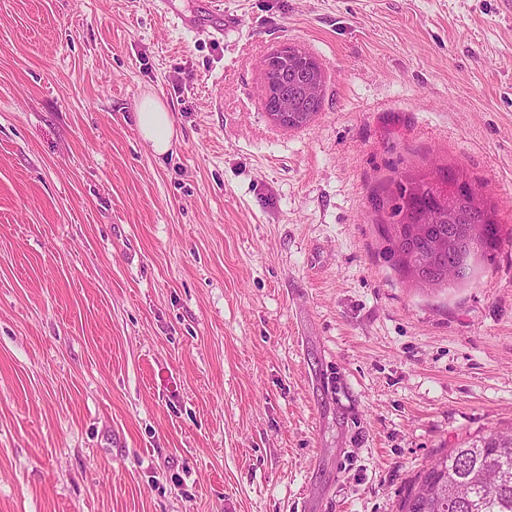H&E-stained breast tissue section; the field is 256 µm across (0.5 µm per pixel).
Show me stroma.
Returning a JSON list of instances; mask_svg holds the SVG:
<instances>
[{"label": "stroma", "instance_id": "stroma-1", "mask_svg": "<svg viewBox=\"0 0 512 512\" xmlns=\"http://www.w3.org/2000/svg\"><path fill=\"white\" fill-rule=\"evenodd\" d=\"M155 2L0 0V512H395L512 424V16L223 0L216 40ZM284 43L325 77L302 129L263 106ZM447 165L502 242L420 288L376 202ZM140 137L150 144L156 155L167 154L175 138V123L171 112L155 94H145L135 112Z\"/></svg>", "mask_w": 512, "mask_h": 512}]
</instances>
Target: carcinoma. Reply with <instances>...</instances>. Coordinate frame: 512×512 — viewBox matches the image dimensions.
I'll list each match as a JSON object with an SVG mask.
<instances>
[{
    "instance_id": "carcinoma-1",
    "label": "carcinoma",
    "mask_w": 512,
    "mask_h": 512,
    "mask_svg": "<svg viewBox=\"0 0 512 512\" xmlns=\"http://www.w3.org/2000/svg\"><path fill=\"white\" fill-rule=\"evenodd\" d=\"M307 57L305 51L276 63L288 72L294 129L310 123L301 79ZM379 209L386 214L381 228L394 266L403 272L416 264L420 287L441 286L448 261L471 245H479L485 256L501 241V224L480 202L477 187L448 166L436 168L431 178L397 183ZM425 210L436 211L441 221L419 236H407L404 227L418 223ZM397 512H512V428L467 441L431 461Z\"/></svg>"
}]
</instances>
